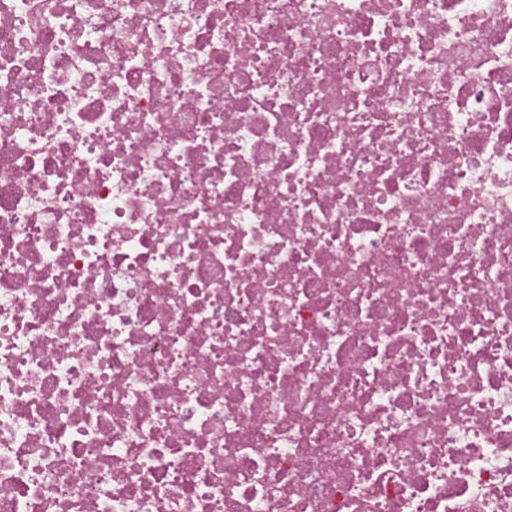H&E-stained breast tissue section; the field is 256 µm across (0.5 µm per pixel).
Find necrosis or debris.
<instances>
[{"instance_id": "necrosis-or-debris-1", "label": "necrosis or debris", "mask_w": 512, "mask_h": 512, "mask_svg": "<svg viewBox=\"0 0 512 512\" xmlns=\"http://www.w3.org/2000/svg\"><path fill=\"white\" fill-rule=\"evenodd\" d=\"M0 512H512V0H0Z\"/></svg>"}]
</instances>
